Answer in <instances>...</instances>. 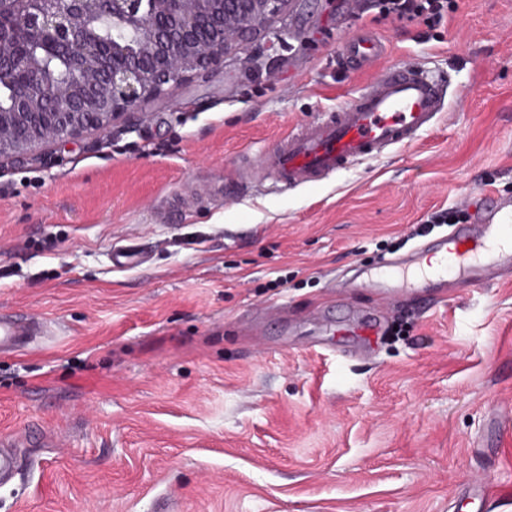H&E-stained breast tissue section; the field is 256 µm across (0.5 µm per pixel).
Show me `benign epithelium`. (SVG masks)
Returning <instances> with one entry per match:
<instances>
[{
	"label": "benign epithelium",
	"instance_id": "benign-epithelium-1",
	"mask_svg": "<svg viewBox=\"0 0 512 512\" xmlns=\"http://www.w3.org/2000/svg\"><path fill=\"white\" fill-rule=\"evenodd\" d=\"M288 0H0V159L106 132L246 51Z\"/></svg>",
	"mask_w": 512,
	"mask_h": 512
}]
</instances>
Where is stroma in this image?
Masks as SVG:
<instances>
[{
  "label": "stroma",
  "instance_id": "1",
  "mask_svg": "<svg viewBox=\"0 0 512 512\" xmlns=\"http://www.w3.org/2000/svg\"><path fill=\"white\" fill-rule=\"evenodd\" d=\"M363 31L452 74L436 129L225 202L246 159L367 80L337 60ZM487 185L512 196V0L433 29L289 0L174 96L0 162V315L49 328L0 354V512H512V280L430 310L332 290ZM119 245L147 262L113 267Z\"/></svg>",
  "mask_w": 512,
  "mask_h": 512
}]
</instances>
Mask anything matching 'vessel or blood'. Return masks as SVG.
I'll list each match as a JSON object with an SVG mask.
<instances>
[{
  "label": "vessel or blood",
  "instance_id": "1",
  "mask_svg": "<svg viewBox=\"0 0 512 512\" xmlns=\"http://www.w3.org/2000/svg\"><path fill=\"white\" fill-rule=\"evenodd\" d=\"M381 55L382 46L370 33L348 38L343 58L370 71V78L334 111L302 123L261 155L246 169L245 181L269 180L288 189L314 184L410 147L431 130L445 108L449 80L412 63L380 64ZM510 267L512 199L486 193L466 230L383 263L359 285L386 302L405 293L432 302L448 285H486L492 272ZM38 327L28 317H0V352L26 346Z\"/></svg>",
  "mask_w": 512,
  "mask_h": 512
}]
</instances>
